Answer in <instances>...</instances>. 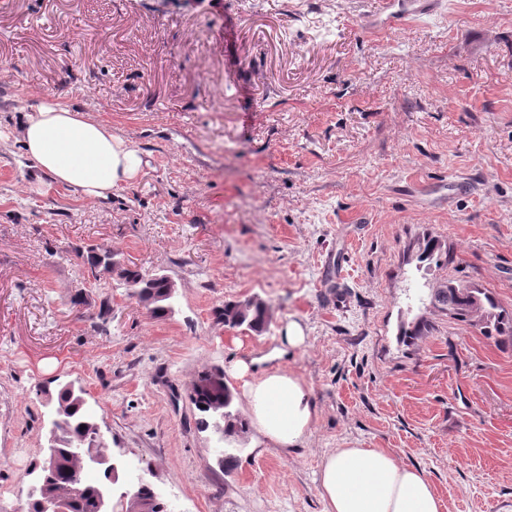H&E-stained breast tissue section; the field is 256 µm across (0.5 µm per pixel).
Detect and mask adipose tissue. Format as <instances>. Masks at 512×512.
<instances>
[{
    "label": "adipose tissue",
    "mask_w": 512,
    "mask_h": 512,
    "mask_svg": "<svg viewBox=\"0 0 512 512\" xmlns=\"http://www.w3.org/2000/svg\"><path fill=\"white\" fill-rule=\"evenodd\" d=\"M20 138L30 160L55 184L89 201L105 200L144 171L142 152L87 111L36 99L23 107ZM306 342L303 326L289 322L267 357L245 355L231 367L243 379L251 428L267 444L295 448L318 417L306 380L288 370L289 351ZM323 512H443V501L426 473L383 448H335L319 464Z\"/></svg>",
    "instance_id": "1"
}]
</instances>
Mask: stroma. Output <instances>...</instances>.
Here are the masks:
<instances>
[{
    "label": "stroma",
    "mask_w": 512,
    "mask_h": 512,
    "mask_svg": "<svg viewBox=\"0 0 512 512\" xmlns=\"http://www.w3.org/2000/svg\"><path fill=\"white\" fill-rule=\"evenodd\" d=\"M0 0V512L27 504L42 389L72 383L122 477L169 512H323L333 448H386L445 512H512V351L434 311L454 276L512 309V0ZM38 96L148 162L106 202L52 183L18 138ZM445 241L447 266L418 261ZM176 283L155 318L90 250ZM350 296L337 308V293ZM269 330L235 333L252 295ZM431 331L400 343V320ZM291 321L318 418L291 451L200 428L192 397ZM233 455L232 468L221 464ZM396 2L397 9H395ZM381 3V8L378 11L380 26L382 29H391L401 24L403 16L407 12L420 15L429 14L436 2L435 0H410L400 5L399 1L384 0ZM419 252L418 259L421 262L434 261L436 266H439L441 263L448 265L452 262L448 245L436 237L424 239L423 247L419 246ZM271 322V308L262 298L224 304V325L230 329L245 328L260 335Z\"/></svg>",
    "instance_id": "1"
}]
</instances>
